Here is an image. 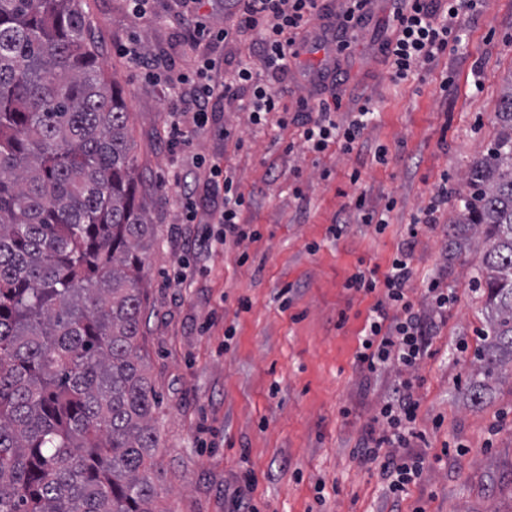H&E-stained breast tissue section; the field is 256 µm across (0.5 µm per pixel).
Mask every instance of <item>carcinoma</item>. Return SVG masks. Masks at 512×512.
Instances as JSON below:
<instances>
[{
	"label": "carcinoma",
	"mask_w": 512,
	"mask_h": 512,
	"mask_svg": "<svg viewBox=\"0 0 512 512\" xmlns=\"http://www.w3.org/2000/svg\"><path fill=\"white\" fill-rule=\"evenodd\" d=\"M79 0H0V512H161L129 112ZM451 245L488 332L466 395L512 366V79Z\"/></svg>",
	"instance_id": "obj_1"
}]
</instances>
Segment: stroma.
I'll use <instances>...</instances> for the list:
<instances>
[{
    "label": "stroma",
    "instance_id": "stroma-1",
    "mask_svg": "<svg viewBox=\"0 0 512 512\" xmlns=\"http://www.w3.org/2000/svg\"><path fill=\"white\" fill-rule=\"evenodd\" d=\"M82 8L99 62L125 96L139 200L157 230L143 255L142 346L156 395L160 507L236 512L250 472L256 485L248 498L258 512H512V378L492 384L480 406L469 403L465 381L487 329L471 276L480 255L448 244L452 202L497 135L495 114L512 79V0H478L460 18L461 46L403 84L392 81L377 51L390 33L387 5L378 0L370 24L340 56L333 87L343 111L367 103L375 112L348 154L333 146L308 151L293 123L254 127L229 99L214 103L206 129L170 148L163 85L117 50L135 38L159 72L182 65L189 50L174 0H154L148 24L126 0H82ZM333 55V46L300 44L275 84L289 112L299 98L320 99L308 76ZM381 148L382 163L375 158ZM214 161L251 196L242 221L261 236L240 247L187 250L182 237L209 230ZM443 183L449 203L435 228L420 231L412 265L418 277L444 278L454 301L417 371L426 469L395 506L379 465L353 450L397 374L356 368L374 298L343 284L358 264L390 263L413 215ZM356 190L379 208L393 202L389 224L381 234L354 224L333 238L328 228ZM186 195L198 204L197 223L182 221ZM184 263L190 274L183 280ZM243 297L249 310L239 308Z\"/></svg>",
    "mask_w": 512,
    "mask_h": 512
}]
</instances>
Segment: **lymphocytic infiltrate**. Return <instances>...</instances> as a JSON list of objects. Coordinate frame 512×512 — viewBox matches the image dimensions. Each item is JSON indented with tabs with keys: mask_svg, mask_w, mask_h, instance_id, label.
<instances>
[{
	"mask_svg": "<svg viewBox=\"0 0 512 512\" xmlns=\"http://www.w3.org/2000/svg\"><path fill=\"white\" fill-rule=\"evenodd\" d=\"M374 0H345L340 15H331L319 0H235L239 14V31H255L259 39L253 49V60L241 61L234 83L250 90L244 103L252 125L266 123L269 114L283 111L282 95L272 81L287 73L292 59L297 58L298 39L317 36L334 45L336 52L350 46L355 33L365 28L373 17ZM392 31L378 46L394 81L408 80L419 67L435 62L449 45L462 41L460 16L474 0H388ZM260 62L266 81L256 80L253 62ZM216 62L201 56L193 73L177 71L166 79L172 97L170 110L178 119L190 116L196 128L209 123L213 100L221 98L213 73ZM295 120L302 129L308 149L321 152L337 144L342 152H351L368 123L370 109L360 105L344 121H337L327 100L309 104L299 99ZM209 177L224 193L221 206L211 215L212 223L221 230L208 237V244H243L259 239V231L241 222L250 201L239 189L233 175L219 164H211ZM448 202L447 188H439L428 205L414 217L407 237L387 269H357L345 282L346 289L376 294L369 311L365 334L355 355L360 369L378 374L397 367L400 379L392 394L380 406L379 428L371 430L361 443L358 456L366 463H379L393 499H402L411 484L420 478L425 459L410 455V448L425 442L426 435L416 427L419 401L416 397V371L422 360L430 356L432 338L438 321L448 311L451 294L440 279L428 281L424 297L429 313L416 309L412 298L414 278L412 254L420 228L436 224V214ZM360 224L383 232L388 224L384 210L367 204L364 196L354 197L347 205V215L330 227L334 238L347 234L351 224Z\"/></svg>",
	"mask_w": 512,
	"mask_h": 512,
	"instance_id": "lymphocytic-infiltrate-1",
	"label": "lymphocytic infiltrate"
}]
</instances>
